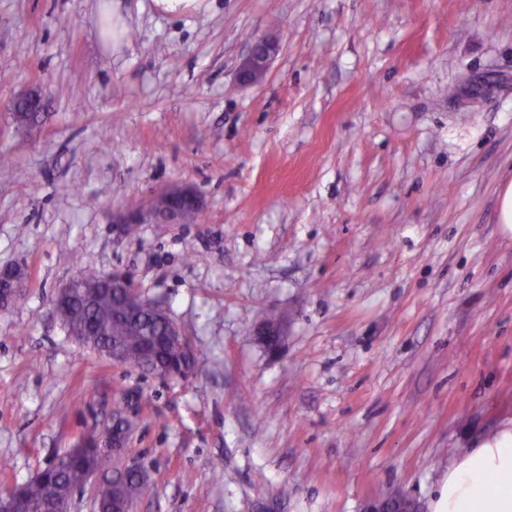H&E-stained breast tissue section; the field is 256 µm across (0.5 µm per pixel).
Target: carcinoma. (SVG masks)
Masks as SVG:
<instances>
[{
    "label": "carcinoma",
    "mask_w": 512,
    "mask_h": 512,
    "mask_svg": "<svg viewBox=\"0 0 512 512\" xmlns=\"http://www.w3.org/2000/svg\"><path fill=\"white\" fill-rule=\"evenodd\" d=\"M85 278L88 287L82 289L63 314L62 320L66 328L84 332L98 344L121 342L126 350L128 364L139 366L145 342L152 336L162 335L163 324L147 314L135 319L128 316L124 312V303L120 296L96 287L99 275L87 274ZM111 468L112 456L97 454L89 448L78 449L67 468L60 471L50 470L43 479L26 486L30 512H42L47 501L66 498L74 490L83 487L88 470L107 471ZM142 486V478L131 476L95 499L94 507L102 512H109L113 497H135L142 490Z\"/></svg>",
    "instance_id": "obj_1"
}]
</instances>
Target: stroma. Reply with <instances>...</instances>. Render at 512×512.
Segmentation results:
<instances>
[{"label":"stroma","instance_id":"stroma-1","mask_svg":"<svg viewBox=\"0 0 512 512\" xmlns=\"http://www.w3.org/2000/svg\"><path fill=\"white\" fill-rule=\"evenodd\" d=\"M206 2L0 0V268L26 272L0 309V490L130 402L133 512H429L512 419V0ZM180 183L195 222L122 234ZM112 271L181 327L191 376L68 334L57 290ZM279 51V40L273 36H259L254 39L246 57L238 68V75L244 83H256L267 74L273 59ZM366 512H417L414 504L401 495H389L384 499L370 502Z\"/></svg>","mask_w":512,"mask_h":512}]
</instances>
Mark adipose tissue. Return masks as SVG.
Returning <instances> with one entry per match:
<instances>
[{
  "instance_id": "ef3b65f1",
  "label": "adipose tissue",
  "mask_w": 512,
  "mask_h": 512,
  "mask_svg": "<svg viewBox=\"0 0 512 512\" xmlns=\"http://www.w3.org/2000/svg\"><path fill=\"white\" fill-rule=\"evenodd\" d=\"M431 512H512V420L456 458Z\"/></svg>"
}]
</instances>
